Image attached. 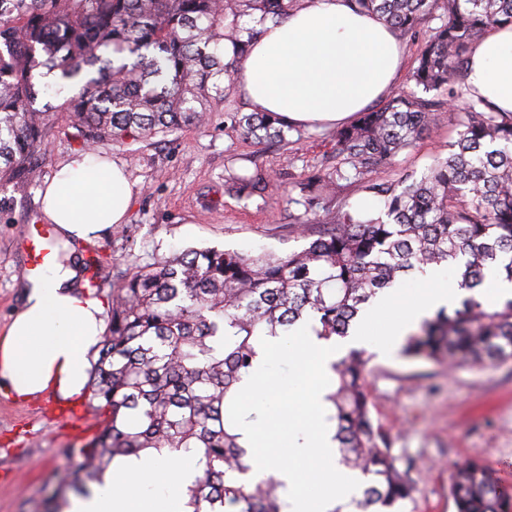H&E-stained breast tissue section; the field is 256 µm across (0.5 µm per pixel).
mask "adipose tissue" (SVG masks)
<instances>
[{
	"instance_id": "1",
	"label": "adipose tissue",
	"mask_w": 512,
	"mask_h": 512,
	"mask_svg": "<svg viewBox=\"0 0 512 512\" xmlns=\"http://www.w3.org/2000/svg\"><path fill=\"white\" fill-rule=\"evenodd\" d=\"M465 83L497 112H512V26L472 42ZM404 62L394 30L350 0H307L280 22L259 27L241 62L239 89L252 110L293 125L333 126L386 97ZM132 191L122 164L97 151L62 162L42 192L40 219L75 245L123 223ZM77 265L49 253L26 276L24 305L0 337V393L25 401L43 393L67 402L82 396L105 332V305L81 293ZM196 458L144 454L109 466L86 497L63 512H191L186 490Z\"/></svg>"
}]
</instances>
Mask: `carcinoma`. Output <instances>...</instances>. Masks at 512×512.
<instances>
[{"instance_id": "carcinoma-1", "label": "carcinoma", "mask_w": 512, "mask_h": 512, "mask_svg": "<svg viewBox=\"0 0 512 512\" xmlns=\"http://www.w3.org/2000/svg\"><path fill=\"white\" fill-rule=\"evenodd\" d=\"M304 0H0V185H33L40 152L66 112L89 150L201 127L222 112L256 146L288 143L294 127L270 112L235 108L239 59L252 24L282 20ZM404 34L430 35L410 76L415 90L392 96L336 130V168L301 184L311 239L285 257L215 247L184 250L137 271L114 289L107 327L87 384L95 436L78 470L54 494L90 493L111 463L153 451L192 453L201 474L188 487L193 512H281L280 484L252 482L248 450L229 418L258 341L312 323L318 338L348 335L365 305L403 275L455 268L461 308L424 319L403 352L474 365L512 360V298L479 293L490 271L512 282V113L467 97L463 74L473 40L512 24V0H351ZM436 26H431V23ZM233 57L224 59V43ZM448 109L458 139L421 177L393 181L377 170L414 146ZM256 165L226 179L236 196H264ZM352 185L381 205L373 217L331 208ZM320 207L325 219L308 213ZM334 440L363 478L359 512H397L414 498L388 433L372 416L366 359L353 350L331 364ZM455 512H512V485L474 453L448 485Z\"/></svg>"}]
</instances>
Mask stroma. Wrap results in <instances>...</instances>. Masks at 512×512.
I'll list each match as a JSON object with an SVG mask.
<instances>
[{
  "label": "stroma",
  "instance_id": "stroma-1",
  "mask_svg": "<svg viewBox=\"0 0 512 512\" xmlns=\"http://www.w3.org/2000/svg\"><path fill=\"white\" fill-rule=\"evenodd\" d=\"M335 134L332 128H306L288 145L255 146L215 112L206 127L182 130L159 143H99V150L127 166L134 183L125 224L78 253L100 261V298L111 300L114 288L132 274L188 248L285 256L308 247V239L293 230L305 211L294 199L300 182L333 171ZM457 138L447 120L437 121L377 174L386 180L402 172L422 175L448 156ZM79 150L75 129L65 114H57L54 133L42 147V182ZM252 158L272 180L264 197L245 202L225 189L224 180ZM40 191V184L0 189V335L24 303L18 283L31 270ZM367 358L374 417L400 460L414 464L415 494L402 512H455L448 477L474 453L512 479V360L451 368L400 352H371ZM93 417L87 407L50 394L27 402L0 395V512H43L58 479L80 464L76 448L91 438Z\"/></svg>",
  "mask_w": 512,
  "mask_h": 512
}]
</instances>
